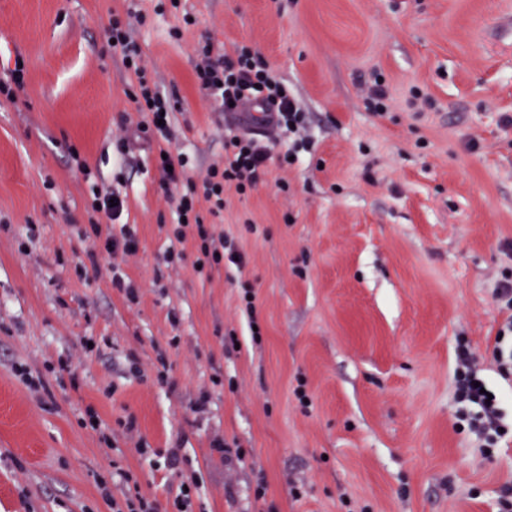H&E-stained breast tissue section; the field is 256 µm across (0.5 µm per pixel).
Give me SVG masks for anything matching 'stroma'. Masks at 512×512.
<instances>
[{
    "instance_id": "stroma-1",
    "label": "stroma",
    "mask_w": 512,
    "mask_h": 512,
    "mask_svg": "<svg viewBox=\"0 0 512 512\" xmlns=\"http://www.w3.org/2000/svg\"><path fill=\"white\" fill-rule=\"evenodd\" d=\"M116 12L178 102L193 175L226 135L199 42L257 49L306 114L298 163L276 135L265 180L224 192L215 231L243 267L196 272L199 239L172 235ZM19 56L25 88L0 96V512H112L101 490L125 473L164 508L196 482L194 512H500L512 403L486 458L454 388L459 344L491 365L512 277V0H0V79ZM102 186L124 200L102 231L139 241L122 288L87 257Z\"/></svg>"
}]
</instances>
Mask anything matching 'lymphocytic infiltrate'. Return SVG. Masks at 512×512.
Segmentation results:
<instances>
[{
    "mask_svg": "<svg viewBox=\"0 0 512 512\" xmlns=\"http://www.w3.org/2000/svg\"><path fill=\"white\" fill-rule=\"evenodd\" d=\"M107 35L120 49L126 69L132 71L137 80L132 96L139 111L146 114L145 120L137 126V135L157 144L159 152L163 154L158 161L163 169L162 180L166 186L179 191L176 199L179 221L172 230L174 238L181 242L191 234L200 239L198 265H217L225 259L242 264L243 256L234 243L211 233L204 218L221 215L225 187H235L237 192L242 193L264 180L272 157L269 141L254 133L230 128L224 144L223 160L209 168L202 182H195L188 175L186 158L170 154L173 134L169 124L163 123L161 117L172 112L173 105L157 84L149 80L142 49L132 36L129 19L113 15ZM195 54L198 89L204 95L215 98L225 115H234L249 104L270 109V120L275 127L295 136L287 150L288 155L297 157L307 149L309 139L303 134L304 113L258 51L239 45L229 50L221 49L207 41L196 47ZM200 199L207 202V213L197 211L196 202ZM493 295L501 309L507 312L495 345L498 373L506 379L512 377V344L504 342L506 336L512 335V279L500 281ZM460 358L462 363L455 377V399L461 405L475 407L476 412L469 419V428L479 437L481 450L488 456L501 439V398L480 392L478 385L485 380L483 370L468 351H461Z\"/></svg>",
    "mask_w": 512,
    "mask_h": 512,
    "instance_id": "f902f5d3",
    "label": "lymphocytic infiltrate"
}]
</instances>
